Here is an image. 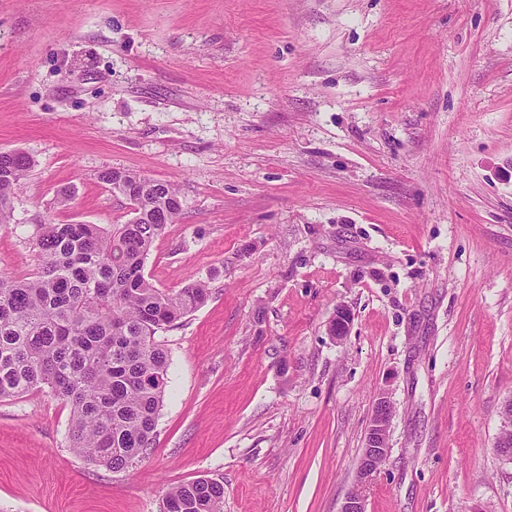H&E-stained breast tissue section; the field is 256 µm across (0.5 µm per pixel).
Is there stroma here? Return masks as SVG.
Masks as SVG:
<instances>
[{"label":"stroma","mask_w":512,"mask_h":512,"mask_svg":"<svg viewBox=\"0 0 512 512\" xmlns=\"http://www.w3.org/2000/svg\"><path fill=\"white\" fill-rule=\"evenodd\" d=\"M1 149L35 166L0 272L37 266L35 217L128 222L116 169L177 186L145 275L209 297L156 335L128 469L50 390L0 398V512H160L204 476L224 512H339L382 393L366 512H512V0H0Z\"/></svg>","instance_id":"stroma-1"}]
</instances>
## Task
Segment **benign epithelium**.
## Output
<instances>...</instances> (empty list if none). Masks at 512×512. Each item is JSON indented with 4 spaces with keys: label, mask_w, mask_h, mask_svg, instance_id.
I'll return each instance as SVG.
<instances>
[{
    "label": "benign epithelium",
    "mask_w": 512,
    "mask_h": 512,
    "mask_svg": "<svg viewBox=\"0 0 512 512\" xmlns=\"http://www.w3.org/2000/svg\"><path fill=\"white\" fill-rule=\"evenodd\" d=\"M350 322L351 316L346 309H336V315L330 323L331 335L338 340L343 339L348 333ZM391 417L390 401L384 396L378 398L372 409L364 447L356 468L355 488L344 499L340 512H366L363 489L387 458Z\"/></svg>",
    "instance_id": "1"
}]
</instances>
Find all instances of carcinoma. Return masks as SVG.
<instances>
[{
  "label": "carcinoma",
  "instance_id": "1",
  "mask_svg": "<svg viewBox=\"0 0 512 512\" xmlns=\"http://www.w3.org/2000/svg\"><path fill=\"white\" fill-rule=\"evenodd\" d=\"M33 166L23 151H0V224ZM100 179L131 189L127 223L43 218L37 268L0 273V398L49 388L70 407V447L117 472L154 441L168 369L155 335L202 306L208 288L196 281L162 290L144 274L155 240L181 219L176 185L112 169ZM223 508L224 485L203 477L170 488L163 512Z\"/></svg>",
  "mask_w": 512,
  "mask_h": 512
}]
</instances>
